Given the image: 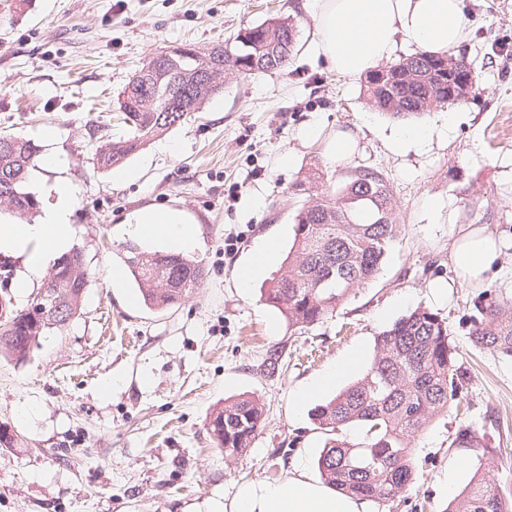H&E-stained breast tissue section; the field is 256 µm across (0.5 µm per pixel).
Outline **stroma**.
I'll return each mask as SVG.
<instances>
[{"label": "stroma", "instance_id": "1", "mask_svg": "<svg viewBox=\"0 0 512 512\" xmlns=\"http://www.w3.org/2000/svg\"><path fill=\"white\" fill-rule=\"evenodd\" d=\"M464 13L470 34L459 50L479 81L455 126L444 106L420 116L437 133L403 155L387 148L401 121L367 105L363 78L340 77L308 53L309 0H29L0 23V131L62 159L30 181L70 187L73 246L95 272L66 329L25 361L0 358V426L19 441L0 454V512H234L239 487L283 481L296 460L319 480L323 435L294 412V395L349 358L366 365L377 334L420 306L446 319L459 349L461 411L418 439L404 498L368 502L366 512H440L451 498L448 464L465 454L452 444L464 425L491 435L498 453L482 466L512 496V360L471 343L480 290L455 286L444 304L433 290L454 278L449 247L468 224L501 241L484 288L512 298V0H465ZM272 15L298 26L286 69L227 82L123 167L94 169L97 138L122 131L117 94L149 51L221 43ZM313 123L317 137L301 139ZM341 134L356 146L339 167L326 150ZM314 161L334 177L360 164L384 169L405 230L375 280L331 318L295 331L260 302L263 279L245 292L238 273L265 238L276 255L263 278L279 270L292 190ZM144 208L182 211L197 234L190 254L208 271L197 296L168 312L143 308L120 275L128 246L163 248L127 232ZM228 236L238 239L230 255ZM276 344L288 365L269 376L262 364ZM243 392L264 400L266 419L228 463L206 423Z\"/></svg>", "mask_w": 512, "mask_h": 512}]
</instances>
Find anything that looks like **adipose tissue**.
<instances>
[{
  "mask_svg": "<svg viewBox=\"0 0 512 512\" xmlns=\"http://www.w3.org/2000/svg\"><path fill=\"white\" fill-rule=\"evenodd\" d=\"M316 28L311 48L326 59L330 70L357 78L389 60L398 39L423 50L443 54L466 40L463 0H312ZM46 198L36 224H17L0 216V252L22 258L26 277L20 288L73 244V194L62 183L42 186ZM130 234L162 238L180 249L193 248L195 233L185 215L173 209H146L128 226ZM499 242L483 229H469L456 237L449 259L463 282L483 285ZM235 512H365L364 503L306 479L294 467L277 484L242 486Z\"/></svg>",
  "mask_w": 512,
  "mask_h": 512,
  "instance_id": "obj_1",
  "label": "adipose tissue"
}]
</instances>
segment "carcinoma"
Wrapping results in <instances>:
<instances>
[{"mask_svg": "<svg viewBox=\"0 0 512 512\" xmlns=\"http://www.w3.org/2000/svg\"><path fill=\"white\" fill-rule=\"evenodd\" d=\"M296 27L285 17H271L241 28L233 38L211 46L182 43L171 52L148 53L119 92L118 136L101 135L95 168L108 171L125 163L156 139L180 125L192 112L240 76L285 68L296 48ZM478 81L466 55L438 56L421 50L371 74L364 85L366 103L394 118L418 117L465 99ZM40 152L30 138L0 132V214L24 219L39 201L28 189ZM294 235L277 275L261 299L290 328L322 322L352 294L374 279L404 225L384 171L376 166L347 172L338 185L328 183L318 163L294 185ZM123 273L148 309L167 311L193 298L207 272L202 263L174 252L129 250ZM93 272L72 250L58 257L46 279L54 293V314L36 319V293L22 309L13 307L14 268L0 259V356L18 362L47 333L62 330L81 311ZM472 344L512 358V298L485 291L470 317ZM285 347L268 348L263 366L273 375ZM458 348L439 313L416 309L381 332L368 366L350 384L311 413L325 436L315 465L324 483L341 493L377 502L403 498L414 480L413 447L439 416L457 406L462 375ZM265 404L246 394L224 400L207 423V432L229 463L247 452L263 426ZM360 425V443L342 430ZM451 445L477 448L492 456V439L461 426ZM468 482L442 512H512L482 464L465 458Z\"/></svg>", "mask_w": 512, "mask_h": 512, "instance_id": "cac0c4a2", "label": "carcinoma"}]
</instances>
